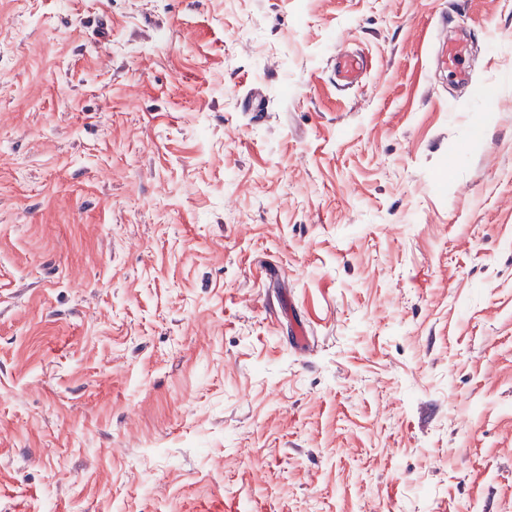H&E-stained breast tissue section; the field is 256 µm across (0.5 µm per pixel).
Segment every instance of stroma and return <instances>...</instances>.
<instances>
[{
	"label": "stroma",
	"mask_w": 512,
	"mask_h": 512,
	"mask_svg": "<svg viewBox=\"0 0 512 512\" xmlns=\"http://www.w3.org/2000/svg\"><path fill=\"white\" fill-rule=\"evenodd\" d=\"M0 512H512V0H0ZM364 67L363 59L355 54H343L336 57V74L346 84L354 83Z\"/></svg>",
	"instance_id": "1"
}]
</instances>
